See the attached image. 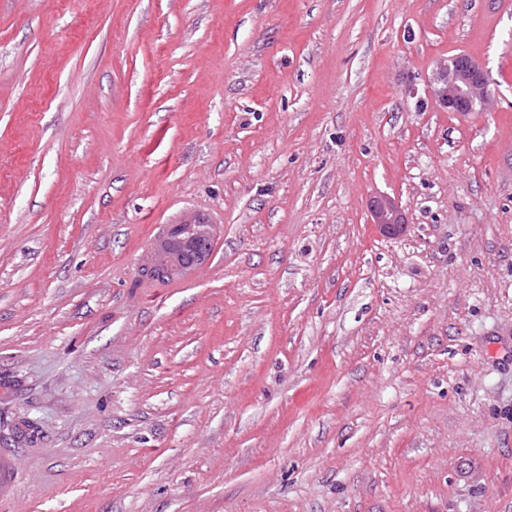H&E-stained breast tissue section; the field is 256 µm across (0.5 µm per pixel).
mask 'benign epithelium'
Here are the masks:
<instances>
[{
    "mask_svg": "<svg viewBox=\"0 0 512 512\" xmlns=\"http://www.w3.org/2000/svg\"><path fill=\"white\" fill-rule=\"evenodd\" d=\"M436 95L442 106L450 112L462 113L470 104L485 105L490 96L488 80L483 67L472 57L460 55L451 58L442 68L440 86ZM372 223L383 236L401 234L405 218L399 201L388 194H377L370 202ZM195 245L191 261L167 256L165 246L178 239ZM214 245V229L210 224H201L195 217L171 224L166 235L148 252L142 272L157 278H175L205 263Z\"/></svg>",
    "mask_w": 512,
    "mask_h": 512,
    "instance_id": "obj_1",
    "label": "benign epithelium"
}]
</instances>
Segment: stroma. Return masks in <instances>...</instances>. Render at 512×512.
Segmentation results:
<instances>
[{
  "mask_svg": "<svg viewBox=\"0 0 512 512\" xmlns=\"http://www.w3.org/2000/svg\"><path fill=\"white\" fill-rule=\"evenodd\" d=\"M0 459V512H512V0H0ZM435 93L444 108L458 113L469 112L468 104H479L483 110L490 96L483 67L468 55L455 56L444 65ZM372 224L383 236L401 234L405 228V218L399 201L388 194H377L370 202ZM190 241L195 245V253L191 261L186 262L180 257H167L165 246L168 242L178 239ZM214 245V229L211 224H200L194 216L184 219L181 224L169 225L166 235L148 252L144 263L141 265L142 272L157 279H168L180 276L205 263ZM173 247L188 258L189 254L184 253L182 245L174 241Z\"/></svg>",
  "mask_w": 512,
  "mask_h": 512,
  "instance_id": "obj_1",
  "label": "stroma"
}]
</instances>
